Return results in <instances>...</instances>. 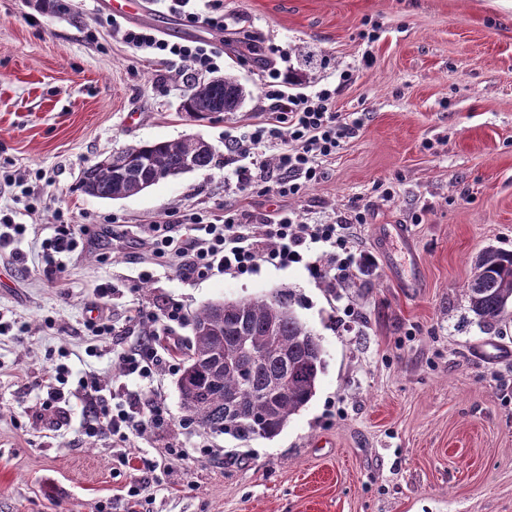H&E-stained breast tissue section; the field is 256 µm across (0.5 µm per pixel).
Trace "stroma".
Here are the masks:
<instances>
[{
	"label": "stroma",
	"instance_id": "stroma-1",
	"mask_svg": "<svg viewBox=\"0 0 512 512\" xmlns=\"http://www.w3.org/2000/svg\"><path fill=\"white\" fill-rule=\"evenodd\" d=\"M234 31L194 28L166 0H146L141 25L169 40L224 48V72L248 97L234 112L187 120L190 87L173 67L132 56L99 24L103 0H71V16L39 0H0V163L36 186L46 207L23 214L0 190V217L46 225L67 210L82 243L51 273L38 240L0 249V512H126L140 457L156 461L146 512H512V324L488 335L467 320L463 292L477 256L512 250V0H223ZM380 25L367 43L364 24ZM97 27V42L84 32ZM283 49L297 88L337 85L336 110L355 137L322 163L298 197L236 188L227 137L258 121L263 63L241 35ZM354 67L351 83L339 74ZM199 136L204 169L118 200L94 198L79 172L130 144ZM389 185L384 199L380 185ZM224 206L263 220L292 212L309 224L363 210L354 230L371 272L327 286L305 265L184 282L153 267L148 225L176 208ZM118 217V225L108 217ZM413 240L402 250L399 229ZM110 287L99 298V286ZM292 292L319 336L325 369L308 405L270 439L247 443L186 422L175 374L156 381L173 422L127 452L89 438L81 405L39 418L47 363L112 386L117 356L142 336L189 337L191 325L131 323L102 340L87 323L134 303L187 312L224 299ZM193 450L169 457L167 445ZM209 445L210 454L198 453Z\"/></svg>",
	"mask_w": 512,
	"mask_h": 512
}]
</instances>
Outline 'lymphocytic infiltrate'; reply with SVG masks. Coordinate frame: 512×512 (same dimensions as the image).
I'll list each match as a JSON object with an SVG mask.
<instances>
[{"label":"lymphocytic infiltrate","mask_w":512,"mask_h":512,"mask_svg":"<svg viewBox=\"0 0 512 512\" xmlns=\"http://www.w3.org/2000/svg\"><path fill=\"white\" fill-rule=\"evenodd\" d=\"M105 23L113 38L132 54L157 58L190 78L218 71L224 57L222 50L207 43L173 42L152 28L129 26L113 17L106 18ZM259 99L266 119L252 124L241 136L229 137L225 144L230 160L251 161L237 172V183L243 190L262 185L283 197L299 195L320 179L322 159L334 155L356 126L337 112L336 90L331 85H320L310 93L291 92L287 78L273 65L265 69ZM275 145L280 151L271 168L259 151ZM365 221L360 211L353 219L324 224H306L297 215L283 213L258 229L252 217L242 212L177 209L171 212L168 223L150 225L147 241L152 263L176 268L188 280L202 281L218 273L243 275L263 261L280 267L303 262L315 278L342 283L371 271L375 264L353 231L354 225ZM78 247L71 214L56 209L52 234L40 242L47 265L63 271L62 256ZM185 317V310L176 302L157 314L135 304L124 320L103 318L89 323L88 328L93 336L112 338L123 335L128 323L137 320L178 324ZM119 359L125 391L110 400L103 397L98 376L80 378L68 394L64 391L67 367H47L46 396L41 403L44 414L58 413L61 403L75 397L83 405L82 433L107 438L116 448L128 447L140 432L167 429L171 415L163 395L154 387L164 369L162 354L142 340L121 352Z\"/></svg>","instance_id":"obj_1"}]
</instances>
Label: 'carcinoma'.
I'll use <instances>...</instances> for the list:
<instances>
[{
    "label": "carcinoma",
    "instance_id": "1",
    "mask_svg": "<svg viewBox=\"0 0 512 512\" xmlns=\"http://www.w3.org/2000/svg\"><path fill=\"white\" fill-rule=\"evenodd\" d=\"M248 92L233 76L195 83L181 109L195 121L234 112ZM212 147L199 137L138 143L112 152L81 171L82 192L108 200L137 195L160 181L209 167ZM468 310L483 329L501 332L512 322V251L489 246L465 284ZM192 337L169 345L181 362L177 380L186 419L248 442L279 435L316 393L324 349L294 309L292 295L206 304L190 320ZM291 378L285 392L272 384Z\"/></svg>",
    "mask_w": 512,
    "mask_h": 512
}]
</instances>
